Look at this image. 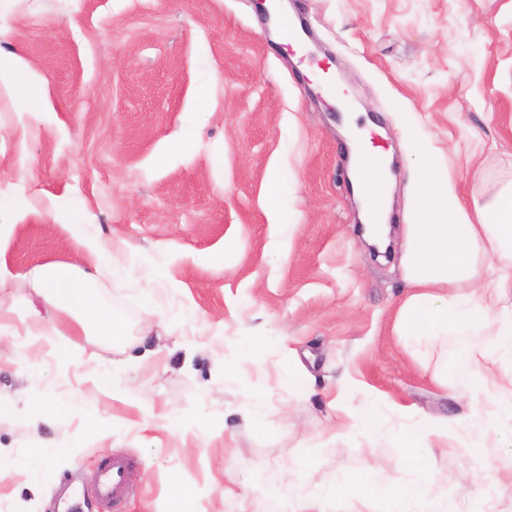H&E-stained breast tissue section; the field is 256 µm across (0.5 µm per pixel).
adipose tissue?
Wrapping results in <instances>:
<instances>
[{
  "label": "adipose tissue",
  "mask_w": 512,
  "mask_h": 512,
  "mask_svg": "<svg viewBox=\"0 0 512 512\" xmlns=\"http://www.w3.org/2000/svg\"><path fill=\"white\" fill-rule=\"evenodd\" d=\"M351 180L359 198L377 189L380 205L365 210L368 235L383 241L388 232L390 158L354 138ZM418 161L411 183L415 221L406 225L401 244L405 292L393 322L399 345L419 359L424 371L448 394L471 390L469 408L439 421L420 418L404 434L407 480L390 493L391 512H447L428 473L432 444L447 445L455 433L477 439L497 452L512 438V178L491 182L485 195L465 199L449 169L440 166L431 146L415 147ZM86 266L48 265L34 270L32 280L44 304L64 310L58 324L45 320L39 308L24 312L0 307V335L23 333L26 348L50 343L68 331L109 336L116 323L101 309L92 290L95 271L111 263L112 250L84 239ZM483 329L489 343L448 352L435 339L448 331Z\"/></svg>",
  "instance_id": "adipose-tissue-1"
}]
</instances>
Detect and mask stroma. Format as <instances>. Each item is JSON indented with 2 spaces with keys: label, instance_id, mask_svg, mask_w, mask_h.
<instances>
[{
  "label": "stroma",
  "instance_id": "obj_1",
  "mask_svg": "<svg viewBox=\"0 0 512 512\" xmlns=\"http://www.w3.org/2000/svg\"><path fill=\"white\" fill-rule=\"evenodd\" d=\"M318 45L297 54L266 38L252 0H0V52L43 97L0 84V244L13 273L81 264L78 240L111 244L102 267L107 338L80 337L69 366L51 350L24 360L0 335V512H265L293 481L381 472L401 486L398 419L383 400L436 419L466 409L392 334L403 290L398 255L363 244L344 187L345 102L396 165L393 228L413 223L416 139L456 178L512 173V0H290ZM328 71L335 97L308 67ZM290 177L273 224L272 173ZM83 212L86 226H70ZM119 362L120 399L90 403L84 378ZM67 410L37 417L45 400ZM262 399L259 425L243 420ZM107 425L86 433L91 411ZM375 411L369 435L336 428ZM49 444L29 471V448ZM450 512H485L465 474L487 453L433 448ZM126 458L131 494L91 493Z\"/></svg>",
  "mask_w": 512,
  "mask_h": 512
}]
</instances>
